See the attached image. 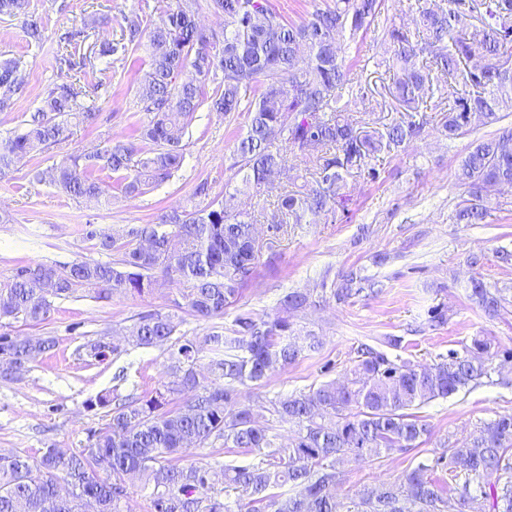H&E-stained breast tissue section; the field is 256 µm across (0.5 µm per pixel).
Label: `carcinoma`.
<instances>
[{
  "instance_id": "1",
  "label": "carcinoma",
  "mask_w": 512,
  "mask_h": 512,
  "mask_svg": "<svg viewBox=\"0 0 512 512\" xmlns=\"http://www.w3.org/2000/svg\"><path fill=\"white\" fill-rule=\"evenodd\" d=\"M386 2L330 0L296 23L270 0H210V8L224 15L222 31L198 24L196 0H172L157 22L126 20L122 47L139 48L148 33L150 70L139 88L144 120L137 136L100 138L54 165L50 183L93 210L110 202L103 174L115 178L128 196L145 194L179 169L184 139L206 106L226 116L248 114L234 166L255 195L275 190L272 174L286 167L288 154L313 164L314 185L277 194L278 220L271 227L306 224L310 215L327 224L342 220L350 202L344 175L384 150L399 149L423 128L410 119L382 131L365 130L346 116L345 95L356 72L342 54L339 36L366 34ZM2 15L24 19L28 37L41 41L43 26L30 12V0H0ZM474 17L480 25L472 28ZM387 36L393 54L378 60L377 67L389 75L393 97L408 112L427 103L439 106L434 98L439 81L446 80L448 107L441 125L446 139L466 136L475 116L498 124L512 112V0H440L421 7L415 31L392 24ZM425 45L439 52L421 62ZM188 68L194 77L177 81ZM22 93L17 63L1 60L0 112L12 109ZM81 95L74 81L46 90L22 132L0 139V177L18 157L62 143L73 127L96 124L98 114ZM456 181L465 198L453 223H482L490 192L512 187V127L471 142ZM243 195L226 184L224 194L203 208L174 210L157 224H134L119 237L85 225V238L113 259L14 268L0 280V323L41 324L54 300L79 291L94 300L149 296L163 285L160 272L185 285L175 308L200 320L224 316L260 260L252 203ZM363 291L352 272L341 276L339 286L322 289L340 302ZM468 297L491 316L509 303L504 289L480 275L471 278ZM313 304L308 290L293 289L274 316L239 314L231 327L200 343L179 334L180 321L172 312L140 314L127 336L139 347L170 344V380L138 398L116 388L97 396L95 405L112 407L110 419L90 431L77 450L50 446L36 457L0 455V512H84L88 502L94 512H122L129 475L152 486V512H337L336 488L345 464L419 447L428 429L417 409L490 377L491 344L485 338H472L464 354L452 351L432 365L394 362L362 345L347 383L328 381L271 402L268 412L275 420L296 427L283 446L274 426L259 424L253 405L236 400V387L297 362L302 346L295 317ZM54 345L49 336L1 333L0 363L13 361L22 369ZM205 349L208 380L196 368ZM216 443L259 457L246 466H224L220 491L209 467L180 465L191 450ZM511 449L512 414L484 423L470 441L451 443L450 471L464 478L460 512H512ZM430 471L422 462L397 481L365 488L348 512H444L443 491ZM62 482L71 487L67 495L59 492Z\"/></svg>"
}]
</instances>
